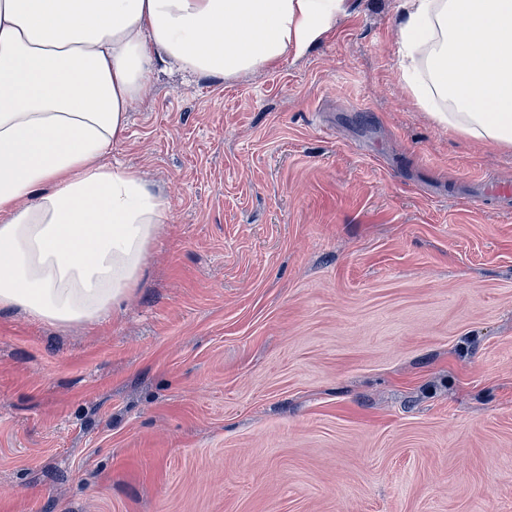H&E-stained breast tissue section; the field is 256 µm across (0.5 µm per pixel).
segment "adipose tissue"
Masks as SVG:
<instances>
[{"label": "adipose tissue", "mask_w": 512, "mask_h": 512, "mask_svg": "<svg viewBox=\"0 0 512 512\" xmlns=\"http://www.w3.org/2000/svg\"><path fill=\"white\" fill-rule=\"evenodd\" d=\"M346 0H0V309L99 321L167 214L110 163L158 64L221 80L302 56ZM403 80L443 128L512 148V0H402Z\"/></svg>", "instance_id": "1"}]
</instances>
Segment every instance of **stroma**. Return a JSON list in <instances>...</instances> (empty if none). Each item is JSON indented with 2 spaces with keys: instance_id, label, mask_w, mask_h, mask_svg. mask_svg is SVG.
I'll return each instance as SVG.
<instances>
[{
  "instance_id": "35a3bbf8",
  "label": "stroma",
  "mask_w": 512,
  "mask_h": 512,
  "mask_svg": "<svg viewBox=\"0 0 512 512\" xmlns=\"http://www.w3.org/2000/svg\"><path fill=\"white\" fill-rule=\"evenodd\" d=\"M401 22L155 74L110 156L168 203L139 284L0 309V512H512V150L420 109Z\"/></svg>"
}]
</instances>
